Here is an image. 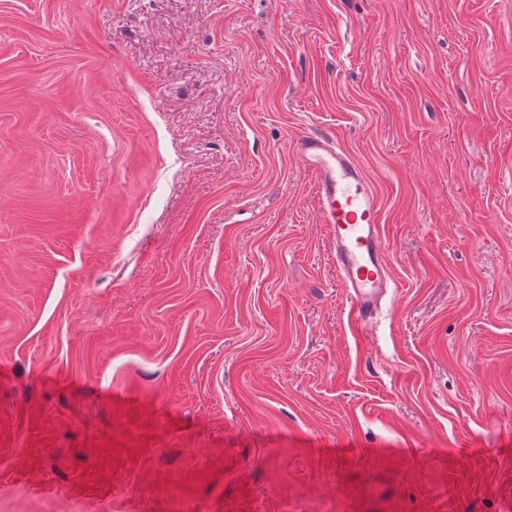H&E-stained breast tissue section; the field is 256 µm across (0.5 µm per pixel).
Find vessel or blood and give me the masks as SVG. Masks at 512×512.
I'll return each instance as SVG.
<instances>
[{
  "mask_svg": "<svg viewBox=\"0 0 512 512\" xmlns=\"http://www.w3.org/2000/svg\"><path fill=\"white\" fill-rule=\"evenodd\" d=\"M295 153L315 177L318 208L354 316L362 324L373 323L394 285L379 232L376 188L357 161L326 135L300 136Z\"/></svg>",
  "mask_w": 512,
  "mask_h": 512,
  "instance_id": "obj_1",
  "label": "vessel or blood"
}]
</instances>
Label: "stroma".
<instances>
[{"label":"stroma","mask_w":512,"mask_h":512,"mask_svg":"<svg viewBox=\"0 0 512 512\" xmlns=\"http://www.w3.org/2000/svg\"><path fill=\"white\" fill-rule=\"evenodd\" d=\"M0 512H512V0H0ZM295 153L315 177L322 223L354 316L362 324H371L388 288H396L379 232L381 205L376 188L357 161L326 135L300 136Z\"/></svg>","instance_id":"1"}]
</instances>
